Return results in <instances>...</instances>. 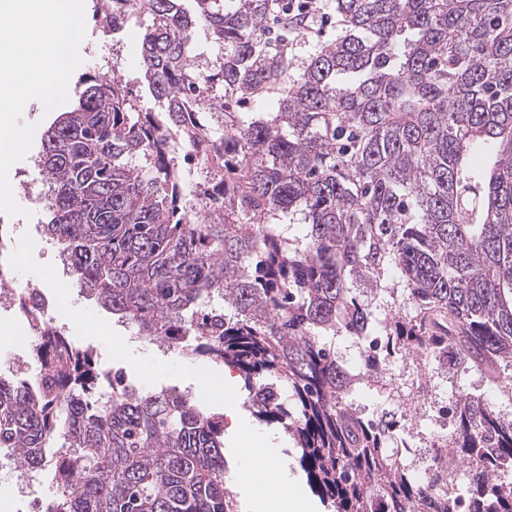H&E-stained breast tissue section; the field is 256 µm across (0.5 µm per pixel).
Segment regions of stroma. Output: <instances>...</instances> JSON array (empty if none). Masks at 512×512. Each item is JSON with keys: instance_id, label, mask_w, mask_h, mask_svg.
<instances>
[{"instance_id": "1", "label": "stroma", "mask_w": 512, "mask_h": 512, "mask_svg": "<svg viewBox=\"0 0 512 512\" xmlns=\"http://www.w3.org/2000/svg\"><path fill=\"white\" fill-rule=\"evenodd\" d=\"M314 19L331 18L332 27L324 34L310 33L305 36L289 33L287 52L294 70H301L309 58L323 46L333 42L341 34L342 27L336 21L335 0H316ZM153 23L151 15L145 12L130 15L120 30L108 31L100 28L97 19H90L86 25L83 40L85 53L84 65L99 72L116 71L124 82L140 98L143 108L156 110L158 102L144 86L143 73L139 63V46L145 31ZM120 44L121 53H113V44ZM41 149L40 138H33L26 156L13 164L12 190L16 203L21 207L20 215L14 216L18 226L17 246L23 256L19 269L22 280L32 282L42 288L46 294L64 293L66 286L54 274L55 250L47 243L38 230L39 224L46 222L47 216L41 207L28 200L27 191H39L42 187L39 171L34 160ZM79 304L87 313L85 325H69L68 336L78 346L93 350L101 369H120L130 383L152 387L176 386L190 390L198 404L215 411H223L225 391L224 367L207 358L191 359L181 363L178 355L163 354L156 347L141 344L132 353L121 354L113 349L111 340L100 337L95 327L103 314L94 303L84 297H77Z\"/></svg>"}]
</instances>
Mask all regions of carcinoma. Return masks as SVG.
I'll list each match as a JSON object with an SVG mask.
<instances>
[{
  "instance_id": "obj_1",
  "label": "carcinoma",
  "mask_w": 512,
  "mask_h": 512,
  "mask_svg": "<svg viewBox=\"0 0 512 512\" xmlns=\"http://www.w3.org/2000/svg\"><path fill=\"white\" fill-rule=\"evenodd\" d=\"M107 2L106 29L132 8L154 16L140 66L162 108L138 111L121 78L89 72L43 134L42 233L80 292L149 344L238 368L249 394L287 385L253 414L295 427L330 512H512V420L458 391L422 485L391 459L396 417L353 408L358 384L387 385L384 364L365 350L354 370L333 343L383 336L431 369L451 349L512 391V0H336L342 34L296 77L263 25L306 31L288 0ZM199 28L224 50L213 72L190 64ZM272 93L266 118L235 111ZM37 340L35 371L0 378V452L53 468L42 512H226L224 415L110 376L67 336ZM103 381L104 400L89 391ZM450 455L475 471L461 502Z\"/></svg>"
}]
</instances>
